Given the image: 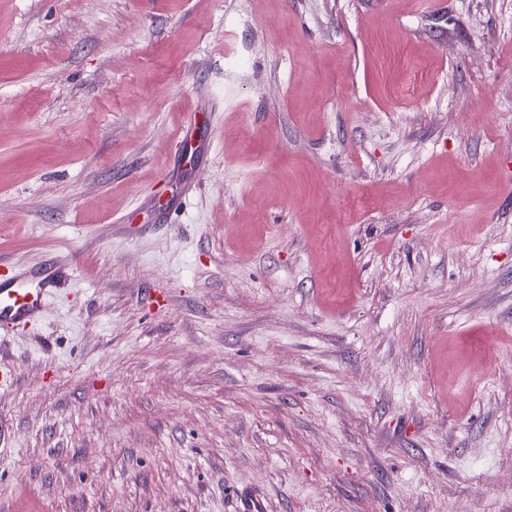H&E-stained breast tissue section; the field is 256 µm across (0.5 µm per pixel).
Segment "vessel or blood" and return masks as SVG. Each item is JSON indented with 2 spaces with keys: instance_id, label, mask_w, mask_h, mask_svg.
Instances as JSON below:
<instances>
[{
  "instance_id": "1",
  "label": "vessel or blood",
  "mask_w": 512,
  "mask_h": 512,
  "mask_svg": "<svg viewBox=\"0 0 512 512\" xmlns=\"http://www.w3.org/2000/svg\"><path fill=\"white\" fill-rule=\"evenodd\" d=\"M52 274L40 277L12 272L0 281V326H28L45 307Z\"/></svg>"
}]
</instances>
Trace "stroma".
I'll use <instances>...</instances> for the list:
<instances>
[{"label":"stroma","instance_id":"1","mask_svg":"<svg viewBox=\"0 0 512 512\" xmlns=\"http://www.w3.org/2000/svg\"><path fill=\"white\" fill-rule=\"evenodd\" d=\"M0 258V512H512V0H0ZM53 276L41 277L11 270V275L0 281V326H28L45 307Z\"/></svg>","mask_w":512,"mask_h":512}]
</instances>
